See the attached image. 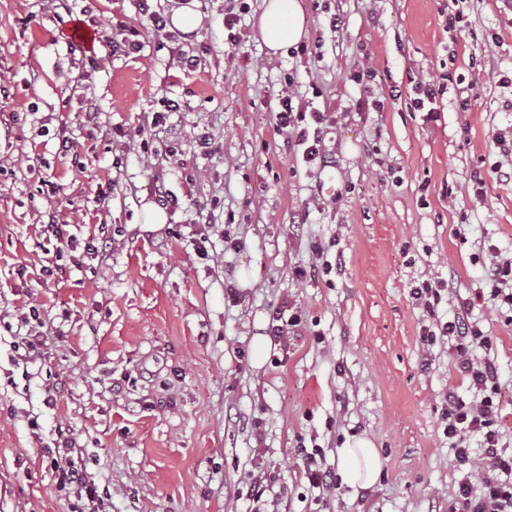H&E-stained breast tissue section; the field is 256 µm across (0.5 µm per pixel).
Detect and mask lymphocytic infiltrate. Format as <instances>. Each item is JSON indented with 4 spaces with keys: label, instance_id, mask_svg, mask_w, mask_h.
Masks as SVG:
<instances>
[{
    "label": "lymphocytic infiltrate",
    "instance_id": "obj_1",
    "mask_svg": "<svg viewBox=\"0 0 512 512\" xmlns=\"http://www.w3.org/2000/svg\"><path fill=\"white\" fill-rule=\"evenodd\" d=\"M277 120L279 128L301 146L308 167L322 163L318 129L325 122L324 113L295 110L291 97L283 96L278 100ZM42 229L46 237L55 240L58 253L72 255L74 264H82L86 259L103 263L109 258L107 244L89 240L78 245L76 237L55 220H48ZM444 287L442 280L426 279L414 288L413 295L429 325L421 338L423 345L448 341L454 367L471 392L467 398L453 390L445 396L444 433L459 474L454 500L458 512H512V454L504 453L500 446L497 369L493 361L474 355L476 347L492 346L493 339L478 328L469 311L458 312L446 320L439 317L437 306ZM475 436L480 439L476 449L471 446ZM82 454L83 447L78 441H68L63 452L52 457L51 465L60 486L73 487L84 495L87 512H103L104 500L94 480L77 465Z\"/></svg>",
    "mask_w": 512,
    "mask_h": 512
}]
</instances>
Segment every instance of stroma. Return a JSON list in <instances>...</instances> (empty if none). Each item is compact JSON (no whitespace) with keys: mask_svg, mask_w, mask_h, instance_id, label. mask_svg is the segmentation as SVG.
<instances>
[{"mask_svg":"<svg viewBox=\"0 0 512 512\" xmlns=\"http://www.w3.org/2000/svg\"><path fill=\"white\" fill-rule=\"evenodd\" d=\"M300 2L301 44L272 57L262 0L230 29L233 0H196L190 34L153 27L149 11L170 17L172 0H0V512H82L44 455L70 439L107 512H449L458 473L441 408L467 388L447 345L421 343L410 289L425 278L450 283L442 318L470 310L495 336L512 450V306L492 303L485 276L512 259V150L497 143L512 137V0ZM338 8L334 36L322 23ZM77 22L126 25L140 48L87 50L70 38ZM316 42L315 60L304 48ZM181 52L200 65L182 71ZM446 73L466 76L468 111L451 88L436 112L409 111L412 87ZM283 93L327 114L330 169L308 171L278 130ZM170 100L177 127L153 124ZM330 171L332 195L320 188ZM158 188L174 198L167 221L144 223ZM50 211L111 243L107 264L46 277ZM31 305L43 344L26 364L15 346ZM290 307L299 334L273 340V314ZM363 438L377 482L315 500L299 446L321 448L334 472Z\"/></svg>","mask_w":512,"mask_h":512,"instance_id":"35a3bbf8","label":"stroma"}]
</instances>
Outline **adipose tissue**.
Listing matches in <instances>:
<instances>
[{
	"mask_svg": "<svg viewBox=\"0 0 512 512\" xmlns=\"http://www.w3.org/2000/svg\"><path fill=\"white\" fill-rule=\"evenodd\" d=\"M305 14L300 0H263L259 17L260 37L270 54H278L299 42L305 30ZM340 475L353 488H367L379 478L381 460L377 448L360 439L341 451Z\"/></svg>",
	"mask_w": 512,
	"mask_h": 512,
	"instance_id": "obj_1",
	"label": "adipose tissue"
}]
</instances>
